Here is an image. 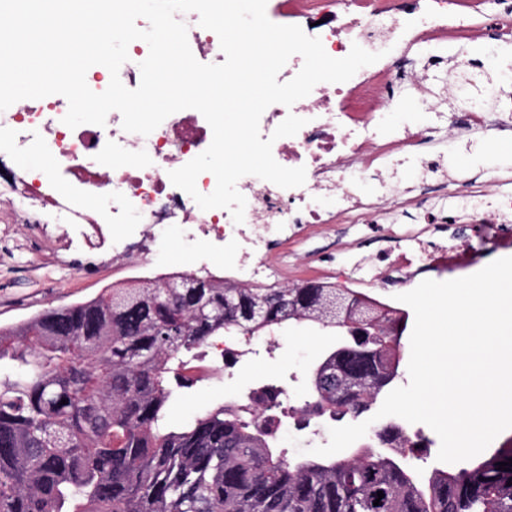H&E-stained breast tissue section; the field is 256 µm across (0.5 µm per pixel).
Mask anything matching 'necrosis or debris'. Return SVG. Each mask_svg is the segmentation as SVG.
<instances>
[{"label": "necrosis or debris", "instance_id": "necrosis-or-debris-1", "mask_svg": "<svg viewBox=\"0 0 512 512\" xmlns=\"http://www.w3.org/2000/svg\"><path fill=\"white\" fill-rule=\"evenodd\" d=\"M266 14L274 23L296 25L320 38L327 54L337 59L355 44L372 50L373 30L385 21L396 42L421 41L451 26L464 28L463 22L449 21L448 0H267ZM179 19L188 28L195 57L224 62L218 36L200 26L196 13L180 14ZM391 82V70L377 62L346 82L317 84L292 107L269 106L260 120L262 137H273L287 115L305 120L296 135L274 138L272 153L282 166L305 167L306 181L283 189L252 175L242 177L237 188L246 208L240 224L229 210L201 209L170 181V171L212 141L209 124L193 109L170 115L147 136L124 131L116 111L104 125L69 128L62 121L66 104L59 100L30 112H0V171H7L15 186L4 204L49 211L63 232L78 229L81 237L111 241L116 251L126 241L154 237L164 225L178 224L180 248L190 262L273 285L287 269L288 256L268 259L269 237L292 221L289 205L299 206L293 221L307 227L354 221L379 210L380 203L339 189V172H377L412 160L408 145L424 137L425 127L389 126L377 103ZM494 199L493 209L473 210V224L482 234H512V193ZM436 220L435 214H426L410 232L418 248L407 259V279L466 250L462 244L426 240L427 227Z\"/></svg>", "mask_w": 512, "mask_h": 512}]
</instances>
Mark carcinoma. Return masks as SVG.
<instances>
[{"instance_id": "cac0c4a2", "label": "carcinoma", "mask_w": 512, "mask_h": 512, "mask_svg": "<svg viewBox=\"0 0 512 512\" xmlns=\"http://www.w3.org/2000/svg\"><path fill=\"white\" fill-rule=\"evenodd\" d=\"M344 292L382 319L337 328L298 405L284 407L286 391L267 383L249 392L261 413L221 405L182 427L166 423L168 405L193 385L187 369L200 349L226 333L249 341L289 325L332 329L321 308L336 286L258 288L184 271L0 328V512H512V467L498 469L511 444L427 477L410 465L429 445L420 434L374 428L333 457L278 449L286 412L302 429L358 418L395 384H376L368 369L404 361L388 329L404 310Z\"/></svg>"}]
</instances>
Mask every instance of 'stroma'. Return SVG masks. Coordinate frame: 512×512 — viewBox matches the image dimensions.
Listing matches in <instances>:
<instances>
[{
	"instance_id": "obj_1",
	"label": "stroma",
	"mask_w": 512,
	"mask_h": 512,
	"mask_svg": "<svg viewBox=\"0 0 512 512\" xmlns=\"http://www.w3.org/2000/svg\"><path fill=\"white\" fill-rule=\"evenodd\" d=\"M469 34L444 42H418L406 48L381 38L378 50L400 69L394 96L386 107L394 122L404 113L431 110L467 120L464 105L451 95L452 77L475 71L488 49H496L499 60L512 61V36H498L486 30L481 12L469 18ZM439 65H431L432 57ZM493 140L512 141V126L491 123L486 129L452 135L448 129L432 127L425 141L414 151L422 164L405 168L390 167L370 176L364 188L382 201L380 221L388 227L386 240L374 237L367 224H339L334 230L312 228L308 240L298 247L285 279L294 285L307 280L334 281L333 267L346 262L361 270L358 290L377 298L390 299L407 292L398 268L379 269L377 253L398 245L405 227L419 221V211L400 207L401 199L418 197L425 210L438 215L432 229L437 242H450L467 235L470 218L458 209L459 197L474 181L494 178L512 183V155L490 153ZM58 232L50 222L33 223L25 212L0 206V326L9 327L50 308L82 302L96 297L104 288L137 276L158 274L160 268L179 266L183 258L177 250L179 225L166 227L152 252L135 250L132 257L113 256L111 247L97 248L73 236L58 245ZM512 256V247L500 242L472 240L463 259L434 266L428 279L443 282L474 274L490 262ZM336 340L331 330L312 327L278 330L243 342L226 337L225 343L238 353L234 368L206 354L198 361L208 375L181 390L171 401L168 418L180 425L195 414L224 402L245 398L253 387L273 382L298 398L307 388L312 364Z\"/></svg>"
}]
</instances>
